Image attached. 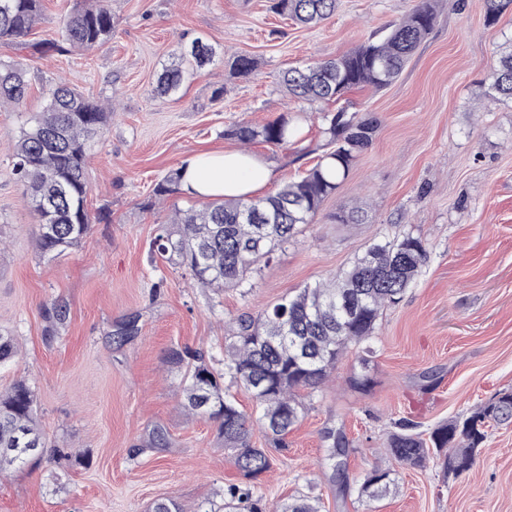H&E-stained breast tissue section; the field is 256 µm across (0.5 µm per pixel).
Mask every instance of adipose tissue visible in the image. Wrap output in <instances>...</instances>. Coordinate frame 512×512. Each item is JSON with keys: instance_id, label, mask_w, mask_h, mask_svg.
<instances>
[{"instance_id": "1", "label": "adipose tissue", "mask_w": 512, "mask_h": 512, "mask_svg": "<svg viewBox=\"0 0 512 512\" xmlns=\"http://www.w3.org/2000/svg\"><path fill=\"white\" fill-rule=\"evenodd\" d=\"M271 179V169L252 154L205 152L185 162L181 188L191 197L250 198L262 194Z\"/></svg>"}]
</instances>
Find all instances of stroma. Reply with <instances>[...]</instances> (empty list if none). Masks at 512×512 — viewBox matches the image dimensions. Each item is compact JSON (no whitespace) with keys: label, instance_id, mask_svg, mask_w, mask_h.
<instances>
[{"label":"stroma","instance_id":"1","mask_svg":"<svg viewBox=\"0 0 512 512\" xmlns=\"http://www.w3.org/2000/svg\"><path fill=\"white\" fill-rule=\"evenodd\" d=\"M416 2L339 0L332 18L308 28L276 14L270 0H110L108 42L60 55L47 45L78 0H42L26 46L0 44V65L23 68L30 83L25 105L0 108V332L19 344L14 362L0 369V392L31 383L48 455L0 479V512H152L159 499L199 512L220 501L244 477L213 423L183 412L170 350L200 353L222 369L238 315L328 280L371 243L407 233L427 240L430 258L379 321L371 388L348 386L360 368L357 349H349L287 447L271 450L273 465L254 479L256 492L266 508L308 495L320 498L323 512H512V425L489 428L464 474L433 462L397 464L396 494L370 510L357 499L394 421L427 432L512 390V104L485 95L499 48L512 41V13L491 26L485 0H434L435 25L399 78L337 103L296 100L278 80L288 67L353 51ZM197 38L216 49L214 63L186 73L176 93L157 96L163 66ZM238 54L256 60L252 75L225 67ZM63 77L117 113L89 151L93 223L79 246L43 257L12 153L26 119ZM341 108L377 118L373 143L313 223L262 266L250 294L195 287L175 265L150 259L160 224L175 210L206 205L181 192L155 195L166 174L197 153L237 148L224 135L235 123L283 117L299 131L295 144L250 147L272 168L269 188L277 190L316 163L321 114ZM340 215L355 221L337 223ZM55 298L68 318L49 342L43 307ZM131 315L139 318L137 338L110 343L111 325ZM157 425L169 448L132 456ZM329 428L349 440L343 481L323 463Z\"/></svg>","mask_w":512,"mask_h":512}]
</instances>
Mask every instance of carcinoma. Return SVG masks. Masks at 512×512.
I'll use <instances>...</instances> for the list:
<instances>
[{"label":"carcinoma","instance_id":"carcinoma-1","mask_svg":"<svg viewBox=\"0 0 512 512\" xmlns=\"http://www.w3.org/2000/svg\"><path fill=\"white\" fill-rule=\"evenodd\" d=\"M338 0H273L272 9L305 26L331 18ZM41 0H0V41L21 44L41 15ZM512 0H486V14L494 24ZM432 0L418 3L402 20L381 36L352 53L283 74L288 93L309 103L335 102L354 88L383 89L401 74L406 62L435 23ZM109 0H91L76 7L63 20L61 39L53 49L63 54L73 48L92 50L112 35ZM215 49L195 39L158 78L157 90L176 91L188 71H198L213 61ZM232 72L248 77L256 70L253 58L238 55L230 61ZM27 95V81L17 67H0V103L18 106ZM496 102L512 103V43L499 59L489 84ZM112 112L92 101L75 86L59 82L51 89L43 109L33 113L21 128L14 148L13 170L29 193L39 216L37 246L42 256L58 255L77 246L86 235L92 216L87 206L86 162L91 145L102 137ZM322 144L316 163L299 179L255 199L226 198L201 209L180 210L174 221L159 226L150 253L186 270L194 282L215 291L238 288L241 295L255 287L261 262L302 228L313 223L323 201L333 194L357 158L372 145L378 120L339 109L323 116ZM224 135L251 145L258 141L286 146L292 143L288 121L279 118L261 127L238 122ZM181 170L157 183L155 194L165 195L180 186ZM429 260L425 240L407 234L376 243L351 266L325 282L306 285L270 308L243 313L233 319V334L224 345V372L218 373L202 356L188 362L189 352L175 349L171 363L186 370L177 392L181 407L217 425L224 448L232 451L243 476L254 479L272 467L264 448L251 444L250 429L258 424L273 448L288 447V434L306 415L304 398L321 393L336 364L354 346L363 353L362 371L348 379L351 388L365 391L372 379L366 372L367 356L383 311L398 304ZM66 303L59 299L44 306L46 336L53 338L67 320ZM139 317L130 316L106 333L110 342L123 346L139 334ZM17 356L16 339L0 335V366ZM248 391L256 417L243 413L225 382ZM35 398L26 380L15 382L0 395V477L5 472L34 464L23 455L25 441L44 446L36 423ZM492 425H512V391H503L478 405L466 416L442 423L428 437L414 431L408 421L389 434L386 455L412 468H424L440 457L448 472L458 463H472ZM325 461L336 469V432L325 431ZM168 434L154 427L148 439L133 449L160 452L168 448ZM397 490L393 470L372 466L358 488L363 502L380 500ZM202 512H258L254 487L232 484L221 503L211 502ZM272 512H322L319 500L299 497L284 501Z\"/></svg>","mask_w":512,"mask_h":512}]
</instances>
